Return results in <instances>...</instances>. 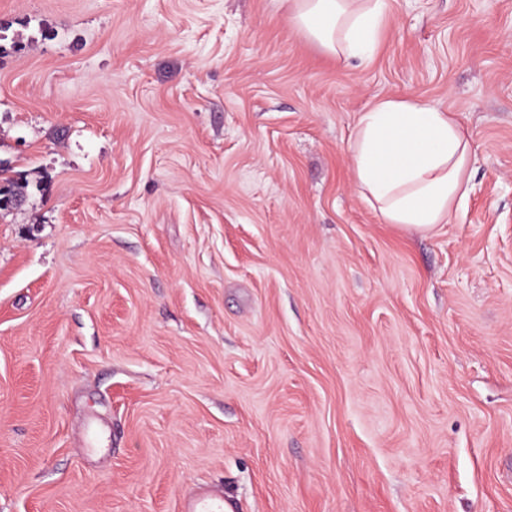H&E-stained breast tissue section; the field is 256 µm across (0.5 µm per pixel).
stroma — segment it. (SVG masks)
Masks as SVG:
<instances>
[{"mask_svg": "<svg viewBox=\"0 0 512 512\" xmlns=\"http://www.w3.org/2000/svg\"><path fill=\"white\" fill-rule=\"evenodd\" d=\"M0 0V512H512V0ZM385 99L453 113L430 235L357 192ZM293 28L328 54L369 57L386 22V0H290ZM8 169L1 167L0 162V211L16 209L14 200L18 197L25 201L26 199V186L21 185L10 176H5ZM183 512H237L223 494L202 490L184 494Z\"/></svg>", "mask_w": 512, "mask_h": 512, "instance_id": "obj_1", "label": "stroma"}]
</instances>
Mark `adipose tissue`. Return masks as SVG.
<instances>
[{"label": "adipose tissue", "instance_id": "obj_1", "mask_svg": "<svg viewBox=\"0 0 512 512\" xmlns=\"http://www.w3.org/2000/svg\"><path fill=\"white\" fill-rule=\"evenodd\" d=\"M288 19L328 54L364 59L386 22V0H290ZM472 152L452 113L383 100L354 130L355 184L386 223L427 235L465 206Z\"/></svg>", "mask_w": 512, "mask_h": 512}]
</instances>
